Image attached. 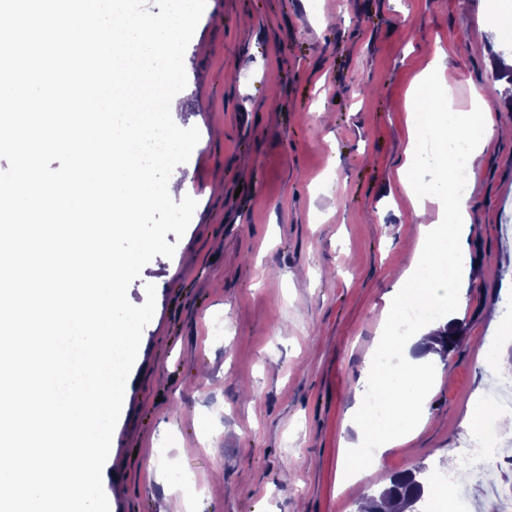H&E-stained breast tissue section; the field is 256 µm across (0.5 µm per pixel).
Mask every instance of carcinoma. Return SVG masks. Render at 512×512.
Wrapping results in <instances>:
<instances>
[{
	"label": "carcinoma",
	"instance_id": "cac0c4a2",
	"mask_svg": "<svg viewBox=\"0 0 512 512\" xmlns=\"http://www.w3.org/2000/svg\"><path fill=\"white\" fill-rule=\"evenodd\" d=\"M436 336L441 345V357L445 361L463 340L459 333L450 334L446 329L436 333ZM425 470V466L418 464L394 474L387 486L362 496L358 512H419L417 504L425 494Z\"/></svg>",
	"mask_w": 512,
	"mask_h": 512
}]
</instances>
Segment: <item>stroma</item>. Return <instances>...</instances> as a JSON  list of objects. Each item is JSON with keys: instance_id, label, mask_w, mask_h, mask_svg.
Instances as JSON below:
<instances>
[{"instance_id": "1", "label": "stroma", "mask_w": 512, "mask_h": 512, "mask_svg": "<svg viewBox=\"0 0 512 512\" xmlns=\"http://www.w3.org/2000/svg\"><path fill=\"white\" fill-rule=\"evenodd\" d=\"M512 0H206L175 101L198 128L173 173L197 201L173 257L131 284L156 289L104 470L110 512H357L418 463L463 455L484 362L512 354V137L469 174L464 249L484 275L460 292L461 346L407 444L355 481L341 469L366 355L416 246L396 171L412 88L441 55L440 109L494 105L512 127L496 31ZM223 318V333L212 325ZM184 475L174 482L171 470Z\"/></svg>"}]
</instances>
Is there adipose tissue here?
<instances>
[{"label":"adipose tissue","instance_id":"adipose-tissue-1","mask_svg":"<svg viewBox=\"0 0 512 512\" xmlns=\"http://www.w3.org/2000/svg\"><path fill=\"white\" fill-rule=\"evenodd\" d=\"M492 113V106L487 105L475 112L453 113L449 118L431 115L427 124L438 142H463L468 151L467 161L472 164L496 133ZM397 181L413 209L420 248L412 258V268L396 279L387 312L393 317L424 300L439 308L441 324H452L457 319L459 287L474 275V265L460 246L472 223L470 197L458 191L452 169L444 159L434 162L430 181H422L415 168L407 165L398 170ZM428 197L437 203V211L426 208L424 200ZM420 340L419 332L414 331L399 338L387 335L378 341V348H394L398 376L387 377L370 366L363 377L364 385L380 395L389 418L399 422L400 428L393 434H379L366 413L360 411L350 423L357 441L376 435L387 448L408 441L418 421L411 407L423 401L431 382L426 357L411 354L412 346Z\"/></svg>","mask_w":512,"mask_h":512}]
</instances>
